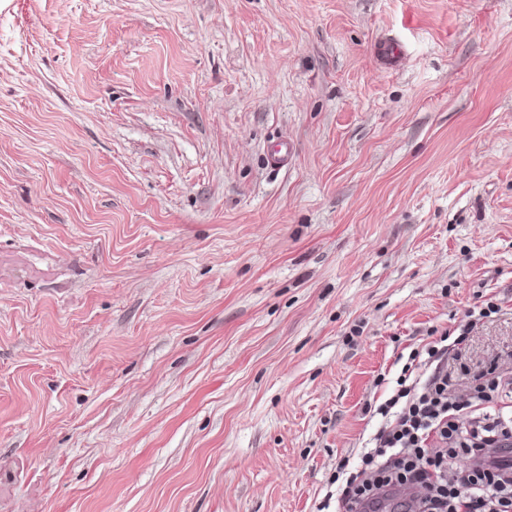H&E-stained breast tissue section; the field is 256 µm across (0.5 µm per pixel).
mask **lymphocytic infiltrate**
Returning <instances> with one entry per match:
<instances>
[{
  "label": "lymphocytic infiltrate",
  "mask_w": 512,
  "mask_h": 512,
  "mask_svg": "<svg viewBox=\"0 0 512 512\" xmlns=\"http://www.w3.org/2000/svg\"><path fill=\"white\" fill-rule=\"evenodd\" d=\"M501 309L485 299L465 323L412 349L392 394L373 408L382 423L360 467L346 459L336 467L341 512H377L381 495L399 486L418 488V512H512V457H500L512 454V370L490 361L471 372L463 396L448 372L450 347ZM460 457L469 466H456Z\"/></svg>",
  "instance_id": "obj_1"
}]
</instances>
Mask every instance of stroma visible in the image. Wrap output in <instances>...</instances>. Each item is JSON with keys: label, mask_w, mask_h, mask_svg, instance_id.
<instances>
[{"label": "stroma", "mask_w": 512, "mask_h": 512, "mask_svg": "<svg viewBox=\"0 0 512 512\" xmlns=\"http://www.w3.org/2000/svg\"><path fill=\"white\" fill-rule=\"evenodd\" d=\"M491 294L512 0H0V512H318Z\"/></svg>", "instance_id": "1"}]
</instances>
